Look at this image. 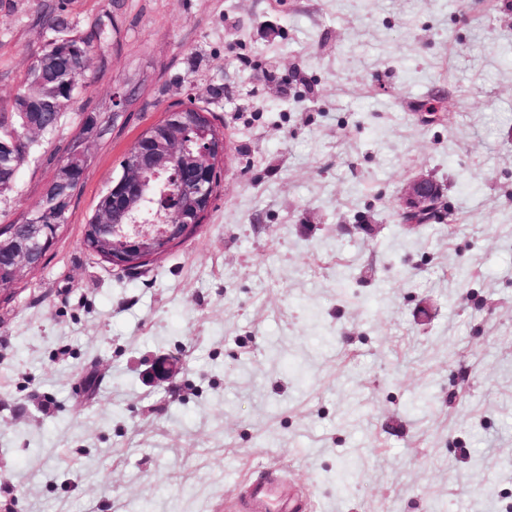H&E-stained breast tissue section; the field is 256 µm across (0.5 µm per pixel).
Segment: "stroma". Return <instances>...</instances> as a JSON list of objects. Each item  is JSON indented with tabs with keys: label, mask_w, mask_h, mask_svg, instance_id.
<instances>
[{
	"label": "stroma",
	"mask_w": 512,
	"mask_h": 512,
	"mask_svg": "<svg viewBox=\"0 0 512 512\" xmlns=\"http://www.w3.org/2000/svg\"><path fill=\"white\" fill-rule=\"evenodd\" d=\"M50 13L101 41L0 226L137 92L0 296V512H229L272 472L303 512H512V0H0L5 120ZM436 97L451 123L423 121ZM189 101L230 141L208 216L114 267L84 226ZM420 174L455 224H397Z\"/></svg>",
	"instance_id": "35a3bbf8"
}]
</instances>
